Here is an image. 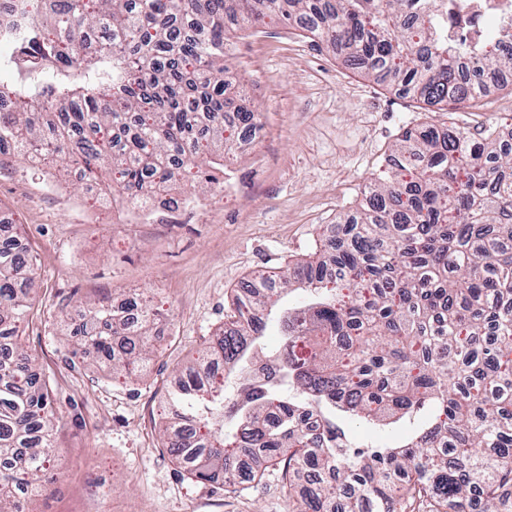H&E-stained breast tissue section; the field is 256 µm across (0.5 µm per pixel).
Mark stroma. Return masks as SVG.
<instances>
[{
	"label": "stroma",
	"mask_w": 512,
	"mask_h": 512,
	"mask_svg": "<svg viewBox=\"0 0 512 512\" xmlns=\"http://www.w3.org/2000/svg\"><path fill=\"white\" fill-rule=\"evenodd\" d=\"M232 66L266 139L227 162L224 184L193 183L179 223L130 206L111 223L77 168L0 154V224L19 227L39 281L21 337L53 392L57 480L30 512H288L281 474L237 485L188 477L159 430L177 371L223 325L235 290L258 274L295 268L320 248L405 131L439 122L432 107L335 57L280 23L233 32ZM449 123L473 136L512 131V86L486 85L475 105H452ZM138 293L157 312L154 353L126 379L75 358L71 319L85 301L118 308Z\"/></svg>",
	"instance_id": "35a3bbf8"
}]
</instances>
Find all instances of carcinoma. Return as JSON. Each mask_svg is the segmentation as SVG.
<instances>
[{"label": "carcinoma", "instance_id": "carcinoma-1", "mask_svg": "<svg viewBox=\"0 0 512 512\" xmlns=\"http://www.w3.org/2000/svg\"><path fill=\"white\" fill-rule=\"evenodd\" d=\"M448 0H0V141L112 173L132 202L207 176L232 149L227 33L295 22L429 106L473 104L479 78L512 70V24L479 51L448 38ZM407 131L359 217L268 292L237 297L217 342L179 375L165 447L200 482L261 480L240 448L281 470L290 512H500L512 500V147L488 124ZM28 251L0 242V512L52 481L54 411L21 343L36 289ZM133 339L104 304L80 309L74 354L136 375L156 314ZM285 342L263 352L269 323ZM315 430L305 432L308 417ZM417 422L403 441L355 446L346 421ZM26 448L22 458L17 449Z\"/></svg>", "mask_w": 512, "mask_h": 512}]
</instances>
